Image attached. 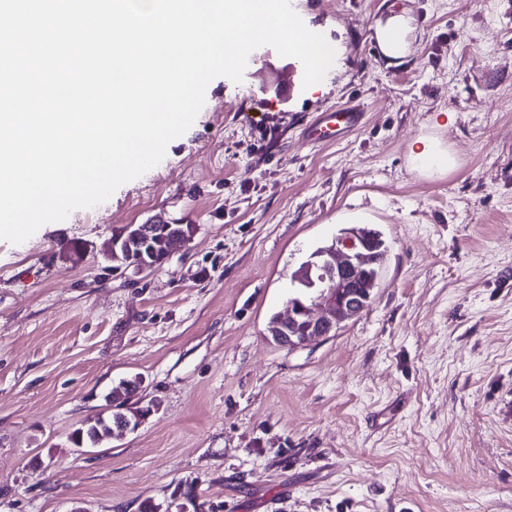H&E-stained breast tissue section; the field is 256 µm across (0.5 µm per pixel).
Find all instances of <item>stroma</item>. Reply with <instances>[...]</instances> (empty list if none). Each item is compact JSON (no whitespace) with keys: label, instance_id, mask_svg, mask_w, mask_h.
I'll list each match as a JSON object with an SVG mask.
<instances>
[{"label":"stroma","instance_id":"obj_1","mask_svg":"<svg viewBox=\"0 0 512 512\" xmlns=\"http://www.w3.org/2000/svg\"><path fill=\"white\" fill-rule=\"evenodd\" d=\"M290 3L339 49L325 87L259 47L157 166L0 240V512H512V0ZM394 16L399 65L375 36ZM348 105L360 128L305 142ZM420 138L455 168L419 171ZM160 211L188 245L109 267L112 233ZM354 213L386 246L370 306L277 345L293 273ZM135 376L151 413L77 452ZM408 29L407 21L399 17L391 18L384 25L376 27L377 39L389 63H398L397 60L406 56Z\"/></svg>","mask_w":512,"mask_h":512}]
</instances>
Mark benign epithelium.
<instances>
[{
    "label": "benign epithelium",
    "instance_id": "1",
    "mask_svg": "<svg viewBox=\"0 0 512 512\" xmlns=\"http://www.w3.org/2000/svg\"><path fill=\"white\" fill-rule=\"evenodd\" d=\"M137 234L147 241L162 236L170 250L188 242L174 233L172 227L161 224H142ZM373 253L368 243L343 237L305 264L295 275V281L308 284L315 293L305 299L294 296L288 300L287 310L281 315V329H286L299 316L306 318L308 327L306 335L288 337V346L297 347L327 337L353 316L362 306L354 292L355 278L371 264Z\"/></svg>",
    "mask_w": 512,
    "mask_h": 512
}]
</instances>
